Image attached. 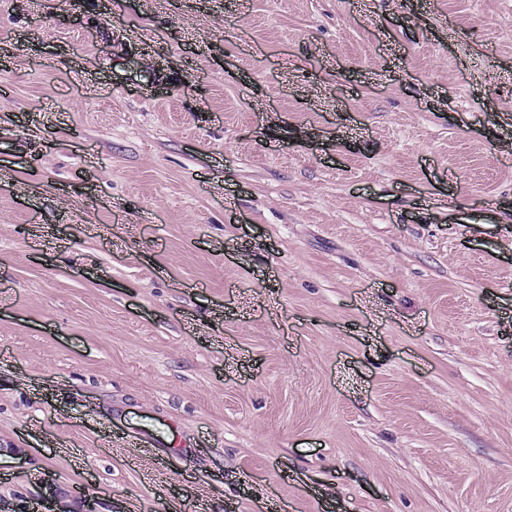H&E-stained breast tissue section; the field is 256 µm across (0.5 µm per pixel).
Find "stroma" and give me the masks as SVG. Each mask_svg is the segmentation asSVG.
Returning a JSON list of instances; mask_svg holds the SVG:
<instances>
[{
  "mask_svg": "<svg viewBox=\"0 0 512 512\" xmlns=\"http://www.w3.org/2000/svg\"><path fill=\"white\" fill-rule=\"evenodd\" d=\"M1 164L0 512H512V0H0ZM136 432L139 435V437L136 438V440H138L139 442L126 441V438L122 436L124 434H120L118 432H115V434H113L114 439H116L117 442H120V444L116 446L123 447L117 449L123 450L127 458H129L130 461L133 462L138 461L140 458V453L146 451V449H142L148 448V445L146 444H149L150 446H152V448H155L156 445L161 444V440L158 438V435H156L155 430H153L148 425H143Z\"/></svg>",
  "mask_w": 512,
  "mask_h": 512,
  "instance_id": "35a3bbf8",
  "label": "stroma"
}]
</instances>
